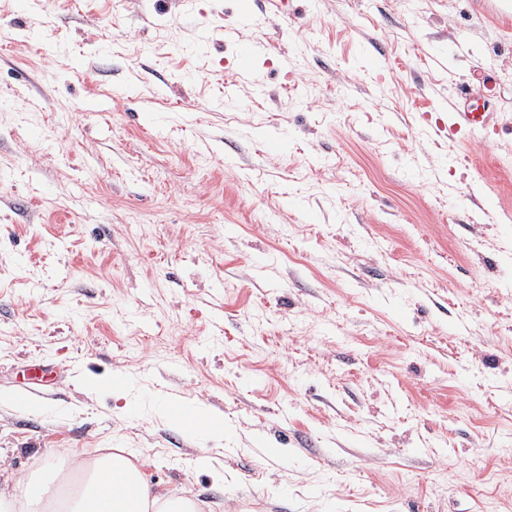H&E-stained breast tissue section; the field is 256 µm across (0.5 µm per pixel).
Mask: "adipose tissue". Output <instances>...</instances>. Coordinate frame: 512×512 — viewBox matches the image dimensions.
<instances>
[{"mask_svg": "<svg viewBox=\"0 0 512 512\" xmlns=\"http://www.w3.org/2000/svg\"><path fill=\"white\" fill-rule=\"evenodd\" d=\"M0 512H196V506L187 497L154 490L124 454H74L0 490Z\"/></svg>", "mask_w": 512, "mask_h": 512, "instance_id": "obj_1", "label": "adipose tissue"}]
</instances>
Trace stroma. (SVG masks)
<instances>
[{
    "label": "stroma",
    "instance_id": "1",
    "mask_svg": "<svg viewBox=\"0 0 512 512\" xmlns=\"http://www.w3.org/2000/svg\"><path fill=\"white\" fill-rule=\"evenodd\" d=\"M239 4L0 0V473L123 452L204 512H512L506 0ZM463 82L487 144L448 137ZM265 47L260 41H244L237 46L234 68L240 78H248L253 74L254 60L264 52Z\"/></svg>",
    "mask_w": 512,
    "mask_h": 512
}]
</instances>
